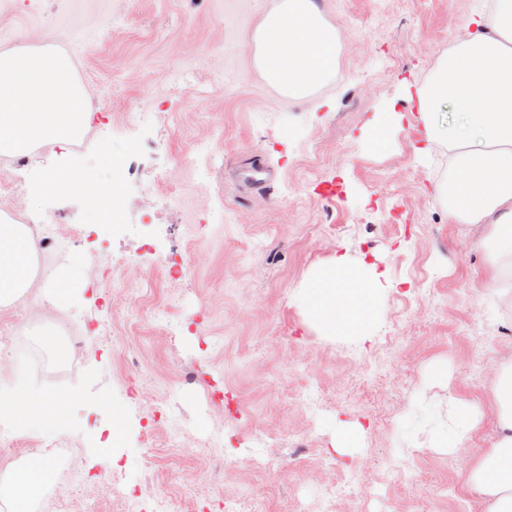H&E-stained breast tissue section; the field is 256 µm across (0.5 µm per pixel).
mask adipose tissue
<instances>
[{
    "mask_svg": "<svg viewBox=\"0 0 512 512\" xmlns=\"http://www.w3.org/2000/svg\"><path fill=\"white\" fill-rule=\"evenodd\" d=\"M476 29L443 55L424 84L418 108L426 140L455 152L440 194L448 215L462 224H486L489 268L484 286L512 288V0H493ZM254 41L255 62L287 94H301L336 67V29L314 0H283L265 16ZM90 90L71 58L44 47L0 51V154L34 144L70 145L89 126ZM36 242L26 225L0 216V306L22 299L31 286ZM310 316L332 336L354 337L372 324L379 287L373 274L339 256L316 271L302 294ZM499 434L471 473L488 512H512V364L496 380ZM64 398L34 393L22 377L0 386V414L36 433L55 425ZM482 422L478 408L449 397L448 423L438 447L455 452ZM52 473L40 459L0 468V498L10 512H34Z\"/></svg>",
    "mask_w": 512,
    "mask_h": 512,
    "instance_id": "obj_1",
    "label": "adipose tissue"
}]
</instances>
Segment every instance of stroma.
Returning a JSON list of instances; mask_svg holds the SVG:
<instances>
[{
    "label": "stroma",
    "instance_id": "1",
    "mask_svg": "<svg viewBox=\"0 0 512 512\" xmlns=\"http://www.w3.org/2000/svg\"><path fill=\"white\" fill-rule=\"evenodd\" d=\"M315 2L338 34L336 69L288 97L253 61L278 0H0V50L65 53L93 90L68 152L41 143L23 167L0 154V209L51 242L27 296L0 308V358L47 355L26 388L78 395L52 431L0 425V466L71 444L69 477L49 487L58 512H131L134 486L141 512H487L470 475L498 434L512 293L482 286L487 225L456 222L435 196L450 153L422 140L416 92L492 0ZM388 117L390 146L372 152ZM113 147L126 208L90 251L70 236L92 220L88 195L41 184ZM256 160L271 173L261 193L244 181ZM344 254L381 284L354 338L327 335L300 301ZM75 258L111 278L47 299ZM38 325L82 350L60 362ZM438 366L446 382L421 389ZM420 393L429 418L400 430ZM452 394L483 420L448 455L432 438ZM337 422L363 426L362 448L336 453ZM104 428L121 441L102 443Z\"/></svg>",
    "mask_w": 512,
    "mask_h": 512
}]
</instances>
